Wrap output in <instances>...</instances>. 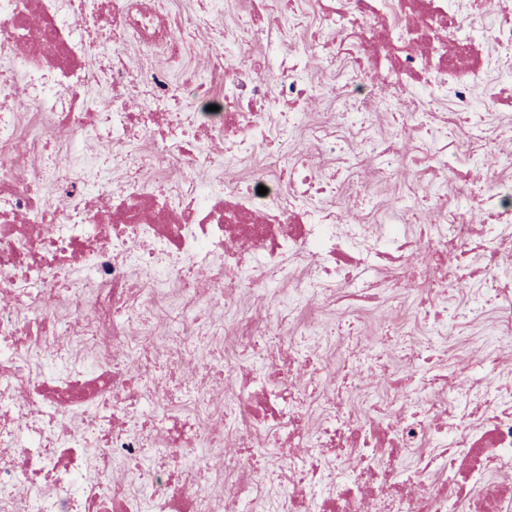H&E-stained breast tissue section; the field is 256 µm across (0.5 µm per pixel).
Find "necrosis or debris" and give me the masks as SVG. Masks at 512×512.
<instances>
[{
  "instance_id": "obj_1",
  "label": "necrosis or debris",
  "mask_w": 512,
  "mask_h": 512,
  "mask_svg": "<svg viewBox=\"0 0 512 512\" xmlns=\"http://www.w3.org/2000/svg\"><path fill=\"white\" fill-rule=\"evenodd\" d=\"M471 3L245 0L280 26L225 30L176 85L197 18L166 0H0V51L24 49L0 77V512H512V482L490 481L512 468V370L486 348L465 391L431 374L460 304L512 327V167L473 225L452 161L463 112L468 160L491 152L475 92L512 65V22L483 0L474 23ZM130 44L167 57L142 111L123 101ZM318 73L343 123L302 111ZM431 102L445 128L426 129L396 207L423 189L452 202L414 227L338 213L361 157L392 175L397 145L362 113ZM294 136L316 153L287 166L272 145ZM403 251L434 270L404 282L427 337L409 352L399 333L409 377L349 341L331 372L312 307L386 316ZM349 377L387 400L353 413Z\"/></svg>"
}]
</instances>
